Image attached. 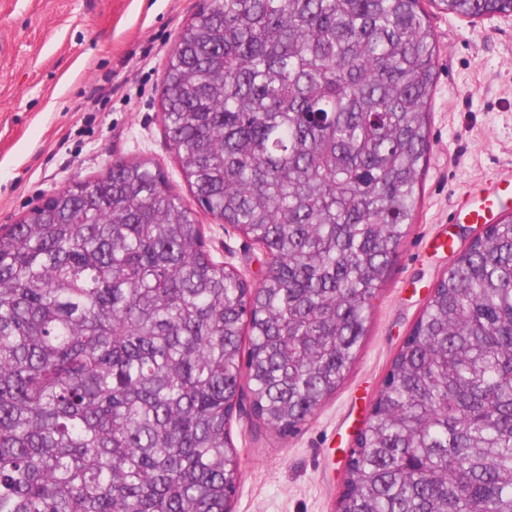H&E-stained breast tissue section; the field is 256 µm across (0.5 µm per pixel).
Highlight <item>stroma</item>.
Wrapping results in <instances>:
<instances>
[{"mask_svg":"<svg viewBox=\"0 0 512 512\" xmlns=\"http://www.w3.org/2000/svg\"><path fill=\"white\" fill-rule=\"evenodd\" d=\"M205 0H0V225L113 159L151 161L187 205L195 199L167 148L160 95L183 26ZM437 42L430 151L414 221L380 283L358 356L344 383L281 436L250 411L229 436L240 479L232 512H337L356 426L422 314L426 294L481 232L454 220L457 201L512 167V15L465 18L422 0ZM216 261L250 284L264 256L198 211ZM446 233L454 249L433 250Z\"/></svg>","mask_w":512,"mask_h":512,"instance_id":"35a3bbf8","label":"stroma"}]
</instances>
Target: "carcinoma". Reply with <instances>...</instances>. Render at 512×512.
Listing matches in <instances>:
<instances>
[{
	"instance_id": "cac0c4a2",
	"label": "carcinoma",
	"mask_w": 512,
	"mask_h": 512,
	"mask_svg": "<svg viewBox=\"0 0 512 512\" xmlns=\"http://www.w3.org/2000/svg\"><path fill=\"white\" fill-rule=\"evenodd\" d=\"M435 58L421 0H215L191 18L163 77L168 148L266 272L252 288L217 263L148 160L1 226L0 512H226L243 390L288 435L357 357L417 210ZM338 512H512V218L432 289Z\"/></svg>"
}]
</instances>
